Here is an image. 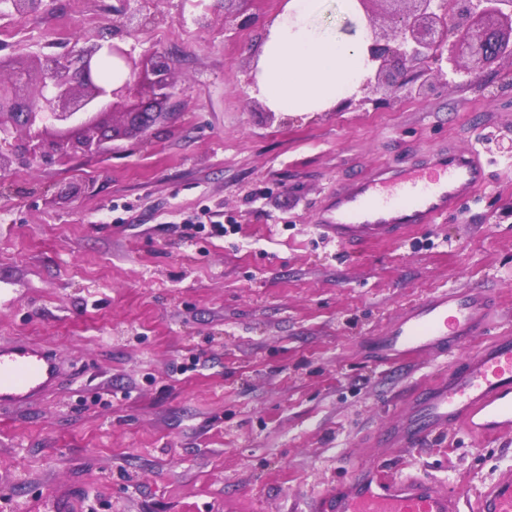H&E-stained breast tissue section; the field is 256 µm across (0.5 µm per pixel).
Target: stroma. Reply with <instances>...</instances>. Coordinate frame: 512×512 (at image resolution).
Wrapping results in <instances>:
<instances>
[{"label": "stroma", "instance_id": "35a3bbf8", "mask_svg": "<svg viewBox=\"0 0 512 512\" xmlns=\"http://www.w3.org/2000/svg\"><path fill=\"white\" fill-rule=\"evenodd\" d=\"M283 3L146 0L137 39L170 58L174 120L0 181V342L66 362L56 391L0 410V512L71 494L73 512H314L405 398L470 352L390 366L366 336L477 284L500 304L490 335L512 333V60L437 94L272 117L248 79ZM117 6L0 16V57L69 55ZM451 142L481 153L488 182L436 223L352 251L311 229L337 183ZM68 183L80 194L59 197ZM369 459L473 494L512 480V434L451 430Z\"/></svg>", "mask_w": 512, "mask_h": 512}]
</instances>
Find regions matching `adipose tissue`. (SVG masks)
Masks as SVG:
<instances>
[{
	"instance_id": "1",
	"label": "adipose tissue",
	"mask_w": 512,
	"mask_h": 512,
	"mask_svg": "<svg viewBox=\"0 0 512 512\" xmlns=\"http://www.w3.org/2000/svg\"><path fill=\"white\" fill-rule=\"evenodd\" d=\"M330 0H285L260 47L257 88L274 112H328L369 74V42L320 23Z\"/></svg>"
}]
</instances>
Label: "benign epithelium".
<instances>
[{
    "instance_id": "benign-epithelium-1",
    "label": "benign epithelium",
    "mask_w": 512,
    "mask_h": 512,
    "mask_svg": "<svg viewBox=\"0 0 512 512\" xmlns=\"http://www.w3.org/2000/svg\"><path fill=\"white\" fill-rule=\"evenodd\" d=\"M122 0L123 26L145 30L151 18ZM366 13L378 5L389 28L371 27L374 73L363 88L384 92L383 102L400 94L440 92L434 76L447 70L475 80L481 65L502 56L512 59V0H355ZM8 14L36 13L43 0H7ZM108 60L121 72L117 80L99 74ZM180 95L168 59L135 55L115 41L94 42L74 58L35 56V63L12 67L0 77V173L12 164L41 158L65 162L76 154L94 155L115 138L145 134L173 116ZM119 114L126 127L116 128ZM24 132L19 142L13 133Z\"/></svg>"
}]
</instances>
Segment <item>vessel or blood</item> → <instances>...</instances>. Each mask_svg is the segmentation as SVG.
Wrapping results in <instances>:
<instances>
[{
    "instance_id": "1",
    "label": "vessel or blood",
    "mask_w": 512,
    "mask_h": 512,
    "mask_svg": "<svg viewBox=\"0 0 512 512\" xmlns=\"http://www.w3.org/2000/svg\"><path fill=\"white\" fill-rule=\"evenodd\" d=\"M481 157L448 147L412 167L379 166L331 196L314 218V231L341 248L391 240L433 224L473 197L487 181ZM498 311L492 290L444 289L408 305L373 337L376 361L440 356L487 333ZM62 378L59 356L16 341L0 346V407L28 403ZM467 430L492 440L512 433V336L491 339L462 369L442 374L412 396L409 408L379 437L392 450L408 448L447 430ZM320 512H512V481H496L468 497L441 490L416 475L392 476L367 463L349 481L326 491Z\"/></svg>"
}]
</instances>
